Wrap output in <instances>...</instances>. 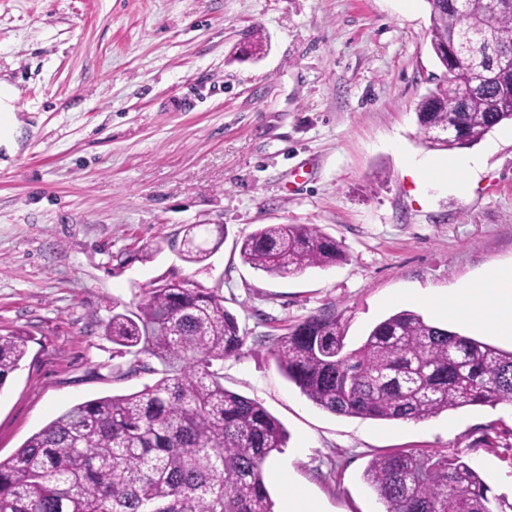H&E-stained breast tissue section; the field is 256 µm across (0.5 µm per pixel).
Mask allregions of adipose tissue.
<instances>
[{"instance_id":"obj_1","label":"adipose tissue","mask_w":512,"mask_h":512,"mask_svg":"<svg viewBox=\"0 0 512 512\" xmlns=\"http://www.w3.org/2000/svg\"><path fill=\"white\" fill-rule=\"evenodd\" d=\"M477 165L474 158L454 159L444 166L412 159L408 162V172L420 182L440 179L463 189L468 174ZM421 301L433 307L444 320L470 322L489 335L512 343V264L494 265L475 284L446 295H425Z\"/></svg>"}]
</instances>
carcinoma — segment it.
I'll use <instances>...</instances> for the list:
<instances>
[{
	"instance_id": "cac0c4a2",
	"label": "carcinoma",
	"mask_w": 512,
	"mask_h": 512,
	"mask_svg": "<svg viewBox=\"0 0 512 512\" xmlns=\"http://www.w3.org/2000/svg\"><path fill=\"white\" fill-rule=\"evenodd\" d=\"M431 48L483 31L512 50V0H427ZM486 83L465 98L447 75L417 105L419 129L437 150L479 142L512 123V87L476 45ZM444 130L458 138H435ZM221 230L185 228L183 254L202 263ZM253 268L286 277L345 258L342 243L310 224H264L240 240ZM103 333L131 356L130 369L159 375L140 391L84 401L0 461V512H275L264 465L288 434L260 403L224 388V359L246 341L224 298L190 282L146 289L135 308L112 311ZM27 353V340L0 334V389ZM155 361L144 364L142 357ZM278 368L332 414L419 422L465 406L512 405V350L435 326L412 310L375 324L351 348L336 317L314 314L274 350ZM363 479L385 512H512L463 459L394 451L374 456Z\"/></svg>"
}]
</instances>
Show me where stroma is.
Here are the masks:
<instances>
[{"label":"stroma","mask_w":512,"mask_h":512,"mask_svg":"<svg viewBox=\"0 0 512 512\" xmlns=\"http://www.w3.org/2000/svg\"><path fill=\"white\" fill-rule=\"evenodd\" d=\"M426 0H0V78L20 91L23 135L0 148V334L27 355L0 388V460L74 404L153 384L102 326L150 284L217 290L247 339L225 388L285 427L294 487L322 512H380L362 474L393 450L460 456L512 502V406L406 424L337 416L278 369L280 337L329 313L350 346L421 290L448 293L512 263V139L469 147L466 192L421 190L405 155L439 162L417 124L445 78ZM262 41L256 57L242 47ZM189 224L223 245L191 264ZM263 224H313L344 260L287 277L243 262Z\"/></svg>","instance_id":"35a3bbf8"}]
</instances>
